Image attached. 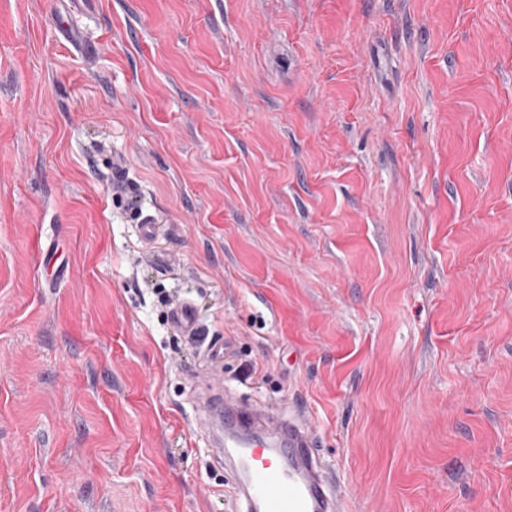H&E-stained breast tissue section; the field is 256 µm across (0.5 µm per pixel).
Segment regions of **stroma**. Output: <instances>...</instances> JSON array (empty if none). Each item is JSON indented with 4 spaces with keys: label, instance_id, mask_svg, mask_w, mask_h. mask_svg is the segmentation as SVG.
I'll return each instance as SVG.
<instances>
[{
    "label": "stroma",
    "instance_id": "stroma-1",
    "mask_svg": "<svg viewBox=\"0 0 512 512\" xmlns=\"http://www.w3.org/2000/svg\"><path fill=\"white\" fill-rule=\"evenodd\" d=\"M218 383L512 512V0H0V512H238ZM171 321L175 329L186 335H193L197 329L194 303L184 300L171 312Z\"/></svg>",
    "mask_w": 512,
    "mask_h": 512
}]
</instances>
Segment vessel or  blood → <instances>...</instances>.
I'll use <instances>...</instances> for the list:
<instances>
[{"mask_svg":"<svg viewBox=\"0 0 512 512\" xmlns=\"http://www.w3.org/2000/svg\"><path fill=\"white\" fill-rule=\"evenodd\" d=\"M171 321L178 331L193 335V302L177 304ZM202 405L219 428L215 455L227 458L236 476L231 496L245 502L247 512H352L348 497L325 473L308 417L284 418L269 406L250 408L219 390Z\"/></svg>","mask_w":512,"mask_h":512,"instance_id":"1","label":"vessel or blood"}]
</instances>
